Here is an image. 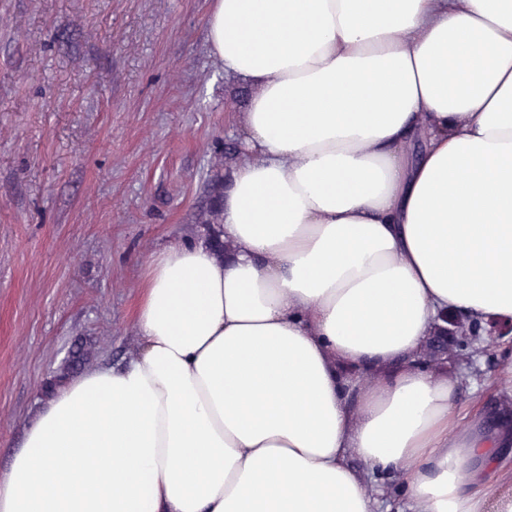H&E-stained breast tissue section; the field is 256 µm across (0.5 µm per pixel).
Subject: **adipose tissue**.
Listing matches in <instances>:
<instances>
[{
  "instance_id": "adipose-tissue-1",
  "label": "adipose tissue",
  "mask_w": 512,
  "mask_h": 512,
  "mask_svg": "<svg viewBox=\"0 0 512 512\" xmlns=\"http://www.w3.org/2000/svg\"><path fill=\"white\" fill-rule=\"evenodd\" d=\"M248 96L217 255L144 265L135 356L41 405L0 512H512V433L414 358L512 317V0H212ZM425 147L409 148L420 132Z\"/></svg>"
}]
</instances>
